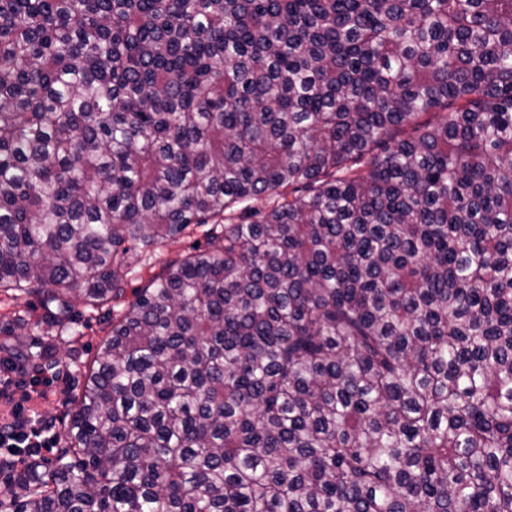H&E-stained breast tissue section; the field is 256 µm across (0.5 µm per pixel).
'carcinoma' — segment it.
I'll return each instance as SVG.
<instances>
[{"label":"carcinoma","instance_id":"obj_1","mask_svg":"<svg viewBox=\"0 0 512 512\" xmlns=\"http://www.w3.org/2000/svg\"><path fill=\"white\" fill-rule=\"evenodd\" d=\"M0 292L121 307L0 512H512V0H0ZM209 226L195 228L183 238L169 240L160 247V259H170L193 253L195 250L211 249L210 237L207 233ZM161 265L156 263V260L142 265L141 267H137L133 272L128 274L127 280V298L132 299V291L136 288L143 287L149 279H151L155 274L159 273L161 270Z\"/></svg>","mask_w":512,"mask_h":512}]
</instances>
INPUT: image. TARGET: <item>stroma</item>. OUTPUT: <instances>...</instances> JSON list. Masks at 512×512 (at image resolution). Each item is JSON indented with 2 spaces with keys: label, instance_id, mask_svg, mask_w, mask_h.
Returning <instances> with one entry per match:
<instances>
[{
  "label": "stroma",
  "instance_id": "obj_1",
  "mask_svg": "<svg viewBox=\"0 0 512 512\" xmlns=\"http://www.w3.org/2000/svg\"><path fill=\"white\" fill-rule=\"evenodd\" d=\"M79 321L72 330L56 334L40 321L33 299L22 296L10 300L0 293V352L16 353L28 367L42 370L54 385L46 397H32L28 406L42 419L53 422L56 436H63V418L71 408V399L82 382L84 371L110 329L106 311L76 303ZM28 312V322L13 323L15 311Z\"/></svg>",
  "mask_w": 512,
  "mask_h": 512
}]
</instances>
